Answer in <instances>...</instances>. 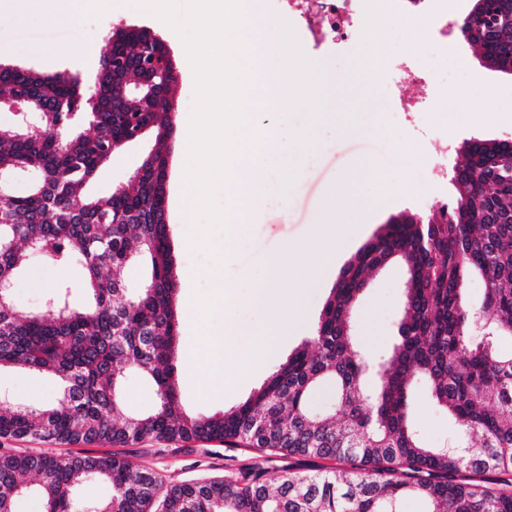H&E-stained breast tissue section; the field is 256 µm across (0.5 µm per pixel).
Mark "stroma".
<instances>
[{"label":"stroma","mask_w":512,"mask_h":512,"mask_svg":"<svg viewBox=\"0 0 512 512\" xmlns=\"http://www.w3.org/2000/svg\"><path fill=\"white\" fill-rule=\"evenodd\" d=\"M468 5L469 0H448L447 14H425L414 29L396 17L371 35L365 27H358L354 43L348 49L333 43L315 47L301 42L304 56L324 68V108L335 113L336 119L320 122L314 130L315 145L296 156L297 177L288 189L287 206L269 203L247 214L233 248L224 258L225 281L240 285L258 283L266 275L265 260L271 252L286 243L305 242L320 217L327 194L343 173L366 165L381 175L382 180L362 183L358 204L337 215V223L361 224L365 230L356 238L338 243L326 280L305 288L288 286L287 293L297 309V317L280 346L252 378L221 397L201 392L198 384L202 374L187 356L186 345L193 335L188 324H181L182 344L175 363L181 407L186 413H221L242 403L275 365L311 335L343 268L381 225L399 213H428L435 202L452 199L454 188L450 178L437 180L429 171L435 157H442L450 168L458 161L459 149L467 141H512V77L487 66L452 26ZM117 24L146 26L158 33L170 48L178 68L174 92L178 132L168 144L166 191L171 250L178 276L176 307L181 310L192 300L194 282L187 278V271L206 269L209 262L204 255L189 252L186 236L190 227L185 224L181 210L180 169L194 78L179 37L164 23L127 12L121 5L98 19L61 13L52 19L24 20L2 9L0 47H26V54H12L9 63L43 73L71 72L79 75L83 84L90 85L99 68L98 47ZM373 36L386 41L390 48L389 80L384 87L365 82L370 59L364 50ZM434 45L447 51L449 64L460 67V78L448 82V97L458 103V113L379 110L376 103L384 88L398 86L405 49L413 48L415 56L423 62ZM153 145V139L149 138L119 150L89 184V193L106 195L116 185L128 183ZM81 279L80 267L62 268L40 255H30L26 269L16 280L12 302L20 309L39 310L57 288L65 286L69 289L70 302L83 305L88 295ZM407 279L402 265L388 263L370 276L359 298L355 334L365 354L376 363H385L396 340ZM0 393L6 395L8 405L34 408L48 406L60 396L53 377L15 368L0 371ZM412 418L426 445L442 448L450 444L453 432L447 412L436 407L420 386L412 394ZM94 450L117 455L135 466L153 467L171 481L214 475L240 479L255 468L262 469L266 479L272 480L287 470L308 473L326 465L322 459L275 457L253 448H227L199 441L174 444L146 439L129 446L98 444Z\"/></svg>","instance_id":"35a3bbf8"}]
</instances>
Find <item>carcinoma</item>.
<instances>
[{"instance_id": "1", "label": "carcinoma", "mask_w": 512, "mask_h": 512, "mask_svg": "<svg viewBox=\"0 0 512 512\" xmlns=\"http://www.w3.org/2000/svg\"><path fill=\"white\" fill-rule=\"evenodd\" d=\"M148 51L141 35L111 33L101 53L96 112L87 110L68 72L0 67V99H35L44 107V135L0 129V169L40 173L32 192L0 197V277L16 278L37 251L54 265L79 266L91 294L86 306L74 308L68 289L60 288L38 313L19 312L10 296H0V369L49 372L62 392L52 408L0 409V439L215 441L350 469L290 472L274 486L259 472L243 481L168 482L114 455L0 448V512H14L30 475L38 477L45 512H81L75 488L90 474L111 485L110 498L92 504L93 512H397L408 496L422 499L427 512H512V492L454 480L463 470L512 473V148L493 140L465 145L452 171L450 211L401 214L382 225L342 271L312 335L258 389L222 414L188 415L173 364L178 281L165 206L176 77L130 95ZM79 121L92 133L71 132ZM134 122L155 140L135 178L105 196L86 194ZM135 258L145 267L138 291L104 275ZM395 259L408 273L403 314L391 355L377 370L355 342L352 319L369 276ZM470 276L485 283L477 310L462 300ZM477 313L484 316L480 335L473 328ZM129 371L154 386V411H120ZM370 375L380 383L368 385ZM419 383L448 411L458 444L470 452L422 442L411 418ZM323 384L334 386L336 408L314 414L308 400Z\"/></svg>"}]
</instances>
